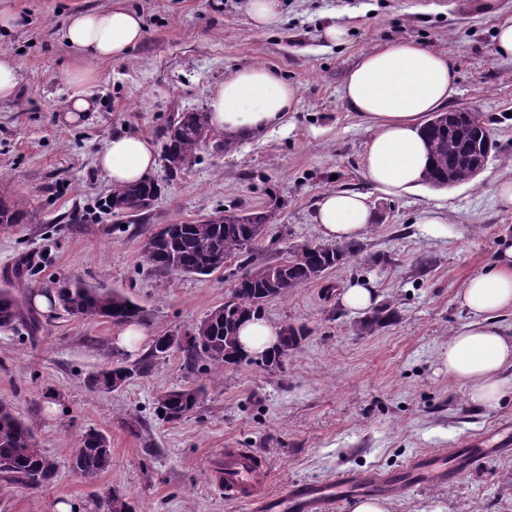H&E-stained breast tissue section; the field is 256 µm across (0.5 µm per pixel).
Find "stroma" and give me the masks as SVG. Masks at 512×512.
Returning <instances> with one entry per match:
<instances>
[{
    "label": "stroma",
    "mask_w": 512,
    "mask_h": 512,
    "mask_svg": "<svg viewBox=\"0 0 512 512\" xmlns=\"http://www.w3.org/2000/svg\"><path fill=\"white\" fill-rule=\"evenodd\" d=\"M117 3L142 15L144 37L123 59L94 64L89 90L98 109L68 123L63 75L83 62L57 31L75 11ZM11 4L21 24L0 31V51L15 55L20 80L17 96L0 102V176L27 200L32 218L0 228V291L35 313L38 328L0 329V399L30 425L58 478L1 491L0 512H55L59 502L72 512H105L104 493L114 487L136 512H251L207 481L210 459L224 449L262 455L270 490L281 494L296 481L397 470L512 422V395L498 408L477 407L438 369L440 349L467 320L457 292L493 261L502 239L512 240V208L494 192L497 181L512 180V59L493 52L512 0H281L280 22L262 31L245 0ZM334 23L349 32L339 45L322 37ZM405 38L447 53L458 72L449 108L478 110L496 149L469 183L391 196L364 175L370 132L341 89L363 52ZM252 63L298 87L290 128L239 138L224 153L203 145L173 179L158 164L151 179L162 192L133 223L103 209L111 186L95 155L112 134H141L163 149L172 116L206 109L214 84ZM331 190L367 194L373 219L357 258L263 303L262 319L305 327L299 353L278 368L256 361L223 371L176 351L151 359L156 337L191 332L246 271L235 261L204 277L154 268L141 245L155 227L223 208L264 211L270 219L253 257L275 264L297 246L321 243L313 213ZM433 217L446 221L447 235L423 234ZM20 263L28 272L18 279ZM71 279L144 307L145 339L123 358L130 366L151 360L148 374L112 392L87 388L88 375L109 362L115 324L56 306L39 311L32 302ZM361 280L396 312L372 334L338 303L344 287ZM174 387L201 391L195 412L180 420L165 419L156 404ZM91 429L107 436L112 464L87 480L70 459ZM388 503L390 512H512V456L488 458L445 487L397 490Z\"/></svg>",
    "instance_id": "obj_1"
}]
</instances>
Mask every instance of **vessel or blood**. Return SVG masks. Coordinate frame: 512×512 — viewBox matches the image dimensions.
Here are the masks:
<instances>
[{"instance_id":"obj_1","label":"vessel or blood","mask_w":512,"mask_h":512,"mask_svg":"<svg viewBox=\"0 0 512 512\" xmlns=\"http://www.w3.org/2000/svg\"><path fill=\"white\" fill-rule=\"evenodd\" d=\"M510 453L512 424L504 422L449 453L418 456L397 471L349 472L324 484L294 482L282 495L269 493V466L247 448L224 449L210 461L207 478L227 499L248 504L253 512H325L337 499L383 498L400 488L442 487L479 469L488 457Z\"/></svg>"}]
</instances>
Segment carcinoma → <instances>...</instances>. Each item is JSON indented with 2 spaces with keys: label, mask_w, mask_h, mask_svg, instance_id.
Here are the masks:
<instances>
[{
  "label": "carcinoma",
  "mask_w": 512,
  "mask_h": 512,
  "mask_svg": "<svg viewBox=\"0 0 512 512\" xmlns=\"http://www.w3.org/2000/svg\"><path fill=\"white\" fill-rule=\"evenodd\" d=\"M430 161L424 181L432 187L457 185L472 180L474 163L490 153L496 143L490 129L480 118L455 110L431 116L423 127ZM164 158L169 178H175L197 156L206 142H212L217 152L236 145L237 137L226 134L214 138L208 113L203 110L180 112L165 126ZM161 192L152 181L115 186L105 198L103 207L114 214H133L147 209ZM30 220L27 203L16 197L9 181L0 178V226L26 224ZM269 220L265 212L222 214L210 216L193 224H164L147 237L143 254L156 269L175 270L194 275H209L230 260L243 264L252 261L255 244ZM360 246L309 245L291 250L288 258L274 265L280 272L274 295L285 296L291 289L320 280L350 257L359 253ZM271 267L257 266L236 282L233 293L224 304L207 314L194 329L170 347L171 336L157 337L150 356L158 358L178 351L187 361L206 358L215 367H232L250 360L239 349L238 329L241 321L260 316L263 298L268 288L259 274ZM58 306L66 313L82 317H103L117 324L138 319L144 308L129 297L112 291L90 288L80 281L68 282L57 290ZM391 312L381 306L361 322V329L372 333L386 324ZM27 324L15 298L0 291V328H15ZM304 338L303 327L292 324L281 329V343L273 355L262 357L266 367H281L283 360L298 352ZM148 365L123 366L112 363L92 373L87 385L94 391L112 390L114 379H131L144 375ZM199 403V390L172 389L161 394L157 409L169 420L191 414ZM112 454L107 437L96 431L75 449L73 468L83 477L93 480L111 465ZM58 468L54 459L39 448L30 427L13 412L10 403L0 400V490L22 485L39 487L52 484ZM106 512H134L133 506L118 490L109 491L104 500Z\"/></svg>",
  "instance_id": "1"
}]
</instances>
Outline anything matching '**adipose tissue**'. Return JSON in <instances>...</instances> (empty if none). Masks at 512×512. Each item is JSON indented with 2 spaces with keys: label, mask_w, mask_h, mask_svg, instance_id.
<instances>
[{
  "label": "adipose tissue",
  "mask_w": 512,
  "mask_h": 512,
  "mask_svg": "<svg viewBox=\"0 0 512 512\" xmlns=\"http://www.w3.org/2000/svg\"><path fill=\"white\" fill-rule=\"evenodd\" d=\"M143 31L137 12L116 6L71 14L59 36L89 64L124 57L142 39ZM456 82L447 55L411 39L361 54L347 74L342 97L373 129L363 158L365 176L372 184L396 195L422 181L428 162L421 135L423 118L448 101ZM297 102V87L276 69L241 66L211 90L210 124L238 136L280 127ZM96 164L110 184L123 185L148 179L157 155L150 140L117 134L97 153ZM313 220L323 239L343 243L362 236L371 212L364 194L334 191L321 196ZM457 302L469 320L439 351V364L472 404L496 408L512 392V378L507 375L512 369V330L497 321L501 313L512 311V241L500 247L489 268L466 281Z\"/></svg>",
  "instance_id": "ef3b65f1"
}]
</instances>
